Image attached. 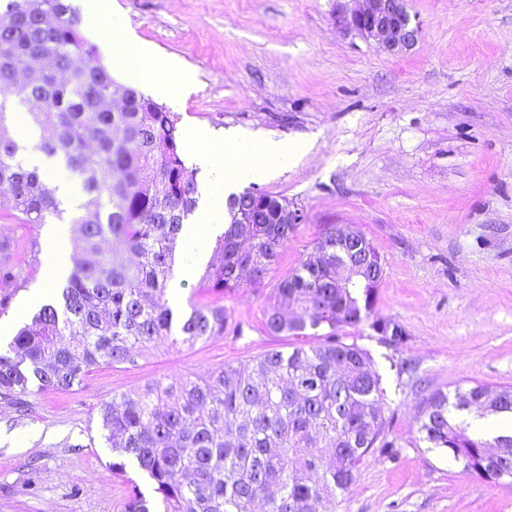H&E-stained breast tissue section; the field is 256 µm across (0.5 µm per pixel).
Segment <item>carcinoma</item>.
I'll use <instances>...</instances> for the list:
<instances>
[{
  "instance_id": "1",
  "label": "carcinoma",
  "mask_w": 512,
  "mask_h": 512,
  "mask_svg": "<svg viewBox=\"0 0 512 512\" xmlns=\"http://www.w3.org/2000/svg\"><path fill=\"white\" fill-rule=\"evenodd\" d=\"M35 59L51 67L21 68ZM10 101L25 108L28 126L49 133L38 148L81 184L84 214L74 224L84 257L55 300L19 328L14 355L0 354V404L24 416L29 397L69 392L103 366L135 367L136 352L159 342L192 348L224 337L223 305L194 303L176 324L166 298L178 233L197 203L177 115L112 77L66 0H7L0 11V193L23 224L60 219L61 201L25 167L5 123ZM235 199L248 217L258 204L272 214L288 205L266 192ZM336 228L280 281L278 305L264 312L269 333L311 329L315 342L267 351L248 369L225 363L204 376L147 382L102 406L116 454L109 469L127 489L124 512H152L128 458L153 481L163 512H253L259 499L266 512H329L373 449L395 447L371 353L338 334L368 319L378 282L354 275ZM294 230L224 225L202 283L219 294L262 283ZM370 327L395 348L406 342L395 324ZM454 397L441 389L426 397L417 420L423 440L461 474L511 486L512 435L476 437L450 409L512 414V387L476 382Z\"/></svg>"
}]
</instances>
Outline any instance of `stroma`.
Masks as SVG:
<instances>
[{"mask_svg": "<svg viewBox=\"0 0 512 512\" xmlns=\"http://www.w3.org/2000/svg\"><path fill=\"white\" fill-rule=\"evenodd\" d=\"M126 26L186 64L179 125L233 128L307 145L258 189L299 209L261 284L219 296L223 338L160 344L137 367L46 390L24 417L0 405V512H123L99 419L103 403L149 380L250 367L297 336L262 327L281 279L331 224H353L384 266L372 318L407 334L393 348L369 324L341 328L383 376L393 454H371L333 512H512V486L460 474L417 431L424 399L482 382L512 385V0H407L418 43L390 55L337 30L338 0H118ZM0 196V262L13 265L0 313L9 335L42 274L45 225L10 218Z\"/></svg>", "mask_w": 512, "mask_h": 512, "instance_id": "1", "label": "stroma"}]
</instances>
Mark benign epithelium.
I'll use <instances>...</instances> for the list:
<instances>
[{
  "label": "benign epithelium",
  "mask_w": 512,
  "mask_h": 512,
  "mask_svg": "<svg viewBox=\"0 0 512 512\" xmlns=\"http://www.w3.org/2000/svg\"><path fill=\"white\" fill-rule=\"evenodd\" d=\"M352 10L336 12V27L354 33L376 49L390 55L412 48L420 37V28L412 23L406 0H357Z\"/></svg>",
  "instance_id": "7a95c632"
}]
</instances>
